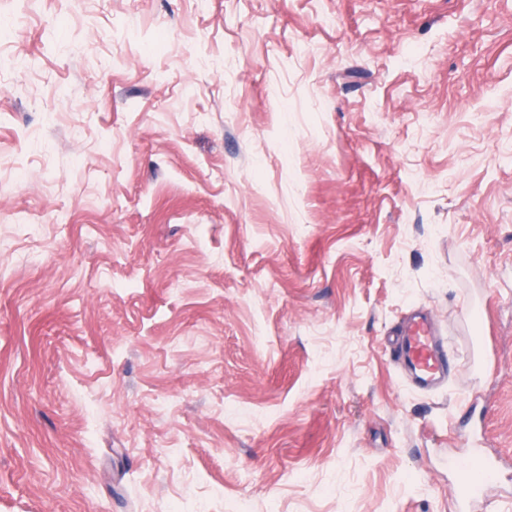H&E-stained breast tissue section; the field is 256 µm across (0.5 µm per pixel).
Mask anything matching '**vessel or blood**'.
I'll return each mask as SVG.
<instances>
[{"label": "vessel or blood", "instance_id": "vessel-or-blood-1", "mask_svg": "<svg viewBox=\"0 0 512 512\" xmlns=\"http://www.w3.org/2000/svg\"><path fill=\"white\" fill-rule=\"evenodd\" d=\"M394 353L407 365L414 389H433L448 375L447 351L431 331L426 316L414 315L409 318L400 332ZM474 459V469H464L458 474L459 512H466L500 469L499 462L483 454L482 450H475Z\"/></svg>", "mask_w": 512, "mask_h": 512}]
</instances>
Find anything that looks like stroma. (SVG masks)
<instances>
[{
	"instance_id": "35a3bbf8",
	"label": "stroma",
	"mask_w": 512,
	"mask_h": 512,
	"mask_svg": "<svg viewBox=\"0 0 512 512\" xmlns=\"http://www.w3.org/2000/svg\"><path fill=\"white\" fill-rule=\"evenodd\" d=\"M2 28L0 512H456L473 410L512 458V0ZM394 353L407 365L414 389H433L448 376L447 350L431 331L424 315L409 318L400 332Z\"/></svg>"
}]
</instances>
